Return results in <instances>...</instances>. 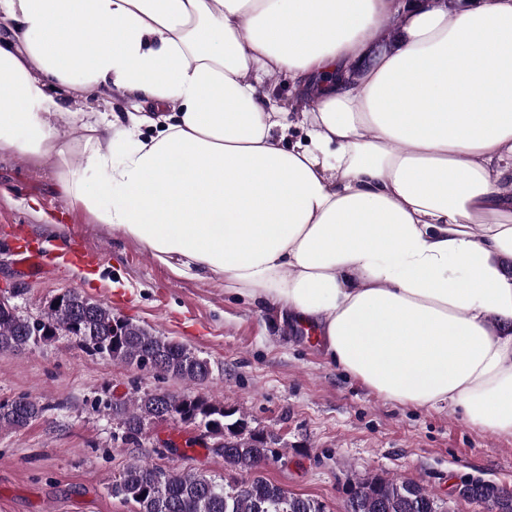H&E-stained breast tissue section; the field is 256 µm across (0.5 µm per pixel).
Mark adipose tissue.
I'll return each instance as SVG.
<instances>
[{
    "label": "adipose tissue",
    "instance_id": "1",
    "mask_svg": "<svg viewBox=\"0 0 512 512\" xmlns=\"http://www.w3.org/2000/svg\"><path fill=\"white\" fill-rule=\"evenodd\" d=\"M0 21V154L174 276L313 327L381 397L512 436V0H0ZM89 96L124 107L64 111Z\"/></svg>",
    "mask_w": 512,
    "mask_h": 512
}]
</instances>
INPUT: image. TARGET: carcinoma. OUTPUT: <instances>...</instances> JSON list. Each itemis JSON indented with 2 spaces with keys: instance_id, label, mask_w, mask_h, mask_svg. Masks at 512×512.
<instances>
[{
  "instance_id": "obj_1",
  "label": "carcinoma",
  "mask_w": 512,
  "mask_h": 512,
  "mask_svg": "<svg viewBox=\"0 0 512 512\" xmlns=\"http://www.w3.org/2000/svg\"><path fill=\"white\" fill-rule=\"evenodd\" d=\"M74 338L87 351L112 361L150 369L200 385L211 375L210 363L185 345L148 331L112 313V308L77 292L48 304L39 319L16 307H0V351L23 352L59 335ZM116 429L112 439L135 443L148 425L175 413L218 439L214 452L224 458V484L197 473L164 470L143 461L125 467L111 491L135 506V512H325L322 502L288 492L263 476L277 440L248 426L238 410L206 394L144 392L109 403ZM48 405L22 396L0 402V429L20 430L44 418ZM351 512H438L435 496L410 482L378 475L355 477L346 487ZM460 497L488 512H512V491L485 481L462 484Z\"/></svg>"
}]
</instances>
